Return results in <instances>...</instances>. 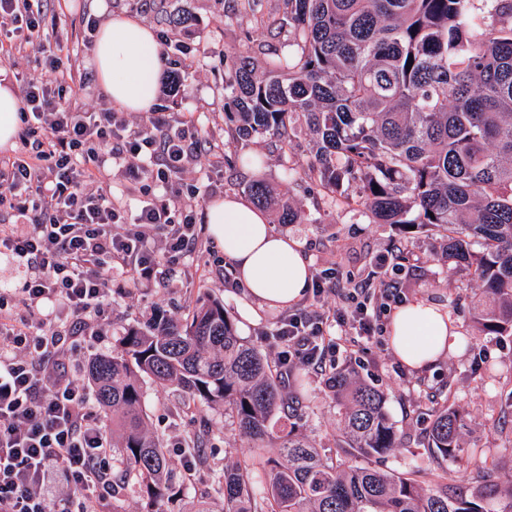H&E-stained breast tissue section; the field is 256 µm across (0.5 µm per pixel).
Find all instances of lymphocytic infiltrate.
I'll use <instances>...</instances> for the list:
<instances>
[{"label": "lymphocytic infiltrate", "instance_id": "lymphocytic-infiltrate-1", "mask_svg": "<svg viewBox=\"0 0 512 512\" xmlns=\"http://www.w3.org/2000/svg\"><path fill=\"white\" fill-rule=\"evenodd\" d=\"M46 0H0V60L15 67L20 130L0 158V256L27 271L22 287L0 289V512H97L112 494V448L83 381L62 368L74 325L100 324L112 313V291L140 293L181 282L177 261L197 247L196 187L187 176L201 146L191 122L169 112L196 48L168 44L164 95L145 120L97 104L69 112L59 102L90 73L63 67L45 51ZM42 50L48 80L19 68L27 47ZM117 168L127 200L104 186ZM137 206H130L129 198ZM331 272L312 282L313 303L285 316L275 356L281 379L293 367L336 366L344 339L373 341L381 317L401 300L396 282L336 286ZM335 291L334 305L320 302ZM65 483L68 497L46 491Z\"/></svg>", "mask_w": 512, "mask_h": 512}]
</instances>
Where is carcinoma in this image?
<instances>
[{
  "instance_id": "obj_1",
  "label": "carcinoma",
  "mask_w": 512,
  "mask_h": 512,
  "mask_svg": "<svg viewBox=\"0 0 512 512\" xmlns=\"http://www.w3.org/2000/svg\"><path fill=\"white\" fill-rule=\"evenodd\" d=\"M280 26L295 50L264 45L225 61L234 137L285 149L302 117L314 161L289 169L339 195L358 190L376 224H417L443 239L442 256L481 283V336L512 335V0H281ZM379 190H374V187ZM252 201L298 224L301 211L264 181ZM480 250H473V245ZM176 388L179 412L219 405L252 461L217 469L199 436L182 448L193 467L174 471L149 433L143 383ZM104 417H112V491L136 494L138 512H183L200 474L222 512H512V469L485 479L482 450L462 455V417L443 406L425 431L436 460L469 471L471 486L369 464L399 447L385 394L353 372L336 373V456L299 421L304 406L270 358L238 336L223 302L198 297L185 317L154 316L124 329L110 355L88 364Z\"/></svg>"
}]
</instances>
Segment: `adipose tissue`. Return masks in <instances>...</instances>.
I'll return each instance as SVG.
<instances>
[{"label": "adipose tissue", "instance_id": "adipose-tissue-1", "mask_svg": "<svg viewBox=\"0 0 512 512\" xmlns=\"http://www.w3.org/2000/svg\"><path fill=\"white\" fill-rule=\"evenodd\" d=\"M100 16L92 65L99 90L128 112H148L158 94L157 45L152 31L136 18L109 14L103 0H89ZM208 231L245 290L243 314L259 307L299 302L311 285V263L301 243L274 231L266 212L227 194L206 208ZM447 309L414 300L400 305L389 323V349L410 368L434 364L454 346Z\"/></svg>", "mask_w": 512, "mask_h": 512}]
</instances>
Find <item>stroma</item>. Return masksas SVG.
<instances>
[{
    "mask_svg": "<svg viewBox=\"0 0 512 512\" xmlns=\"http://www.w3.org/2000/svg\"><path fill=\"white\" fill-rule=\"evenodd\" d=\"M110 12L140 19L153 32L170 39L200 45L202 52L190 63V76L183 92L171 102V111L194 122L206 135L218 137L224 154L220 169H212L208 157L197 162L193 179L200 192L198 214H205L214 198L233 193L246 196L248 185L261 179L289 197L302 210L297 224L276 225L277 233L298 239L311 261L312 271L332 268L338 281L347 277L370 279L379 284L397 279L404 300L427 299L447 308L459 336L455 347L435 365L414 370L401 365L388 348L387 338L376 343L351 342L336 358L337 368L351 367L363 380L374 384L387 397L388 413L402 435V445L382 458L384 468L421 470L424 476L438 472L439 464L424 447V430L436 409L454 401L465 420L463 448L486 452V477L498 480L512 467V441L493 428V421L512 428V336L477 337L473 303L479 285L464 268L449 272L441 258L438 236L405 225L374 224L361 215L356 204L333 194L318 183L291 179L288 167L312 161L305 136H298L287 150L270 140L240 141L225 136L229 122L224 115V63L227 56L257 44L283 47L288 31L279 25L278 0H263V22H256L244 0H105ZM87 0H51L49 7L60 14L57 31L62 43L64 65L88 70L90 50L83 45V20ZM187 11L194 19L188 28H171L161 14L174 9ZM388 256V266L378 264ZM185 270L184 287L152 288L127 296L113 295L112 316L100 335L71 355L68 368L86 377L87 364L97 354L111 352L116 339L128 325L145 322L154 314L183 317L197 296L209 293L224 302V309L239 336L264 353H271L273 333L288 308H263L253 319L242 315L243 290L207 232H200L197 250L180 259ZM487 356H479V346ZM288 391L298 393L312 413L305 431L318 446L334 445L338 425L335 396L320 375L303 370L300 379H289ZM172 391L146 384L143 411L151 434L166 448L172 466L184 470L180 442L198 432L207 433L211 460L222 465L247 460L251 442L243 436L224 438V411L209 410L205 417L175 415Z\"/></svg>",
    "mask_w": 512,
    "mask_h": 512,
    "instance_id": "stroma-1",
    "label": "stroma"
}]
</instances>
